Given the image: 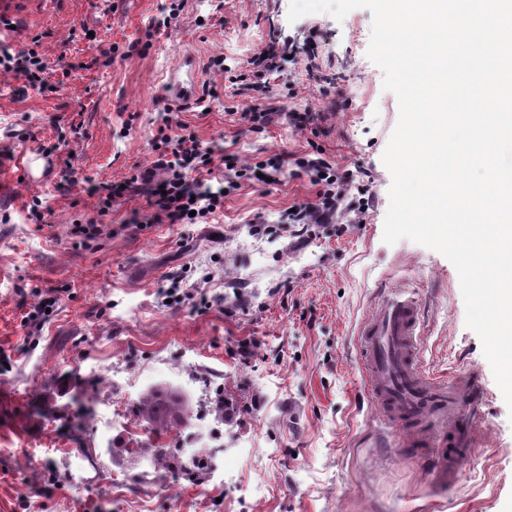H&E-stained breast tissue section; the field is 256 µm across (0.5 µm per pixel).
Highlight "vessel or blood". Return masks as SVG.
I'll list each match as a JSON object with an SVG mask.
<instances>
[{
  "label": "vessel or blood",
  "instance_id": "1",
  "mask_svg": "<svg viewBox=\"0 0 512 512\" xmlns=\"http://www.w3.org/2000/svg\"><path fill=\"white\" fill-rule=\"evenodd\" d=\"M196 85L195 79L183 78L180 69H172L165 82L167 104L192 98ZM420 334L418 300L401 290L383 291L359 330L365 390L382 418L399 429L406 448L434 447L436 440L427 425L451 413L454 439L440 471L452 475L470 445L478 389L468 380L450 390L429 375L418 347Z\"/></svg>",
  "mask_w": 512,
  "mask_h": 512
}]
</instances>
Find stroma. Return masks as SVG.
<instances>
[{"mask_svg":"<svg viewBox=\"0 0 512 512\" xmlns=\"http://www.w3.org/2000/svg\"><path fill=\"white\" fill-rule=\"evenodd\" d=\"M167 0H0V48L38 41L51 64L48 89L0 73V512H512V409L479 336L465 322L459 276L440 253L408 239H383L391 175L382 155L399 113L383 72L352 39L370 31L358 8L343 21L318 13L289 22L290 0H184L177 24L162 26ZM292 55L271 82L297 95L277 98L260 131L231 107L245 96L222 69L243 67L267 43ZM118 46L105 67L98 50ZM199 69L198 97L174 114L205 146L249 164L271 152L326 158L353 171L371 196L361 223L316 228L301 240L291 206L313 198L307 179L246 183L212 223L135 224L142 192L114 204L111 230L79 232L98 199L89 182L118 181L153 168L165 76L185 55ZM312 113L298 129L292 110ZM56 145L53 155L42 146ZM36 157L35 180L21 166ZM41 199L46 225L27 219ZM181 280L191 300L166 304L163 287ZM388 288L416 294L421 353L439 381L473 375L483 398L474 442L455 479L428 460L399 457L364 393L357 332ZM60 302L43 330L23 318L47 293ZM131 398L119 414L133 422L134 397L156 382L189 397L191 415L214 424L217 386L233 408L224 424V469L211 476L156 479L127 433L97 432L94 415ZM92 458L90 478L73 474L68 451ZM123 471L124 488L112 486Z\"/></svg>","mask_w":512,"mask_h":512,"instance_id":"1","label":"stroma"}]
</instances>
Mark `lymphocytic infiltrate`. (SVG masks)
<instances>
[{
  "mask_svg": "<svg viewBox=\"0 0 512 512\" xmlns=\"http://www.w3.org/2000/svg\"><path fill=\"white\" fill-rule=\"evenodd\" d=\"M287 55L286 46L269 43L256 53L245 68L230 73L228 81L238 94L251 100L250 107L241 114L242 121L256 129L272 122L275 109L270 100L268 76L278 69L280 60ZM48 64L37 43L17 52L0 51V71L22 74L29 86L46 84ZM154 149L157 159L153 169L132 174L123 182L91 185L90 191L99 199V208L87 218V238L103 235V222L113 203L127 196L136 187H145L148 193V224H205L224 207L225 194L237 191L242 181L257 182L266 177L279 182L281 177H307L316 192L313 199L296 204L288 218L295 224H330L350 212H365L369 208L366 198H354L355 184L352 172L342 170L327 161L321 150L304 154L275 153L253 163L237 164L233 154H225V164L231 165L233 178L215 174V152L201 147L190 134L173 129L172 113H165L157 130Z\"/></svg>",
  "mask_w": 512,
  "mask_h": 512,
  "instance_id": "obj_1",
  "label": "lymphocytic infiltrate"
}]
</instances>
